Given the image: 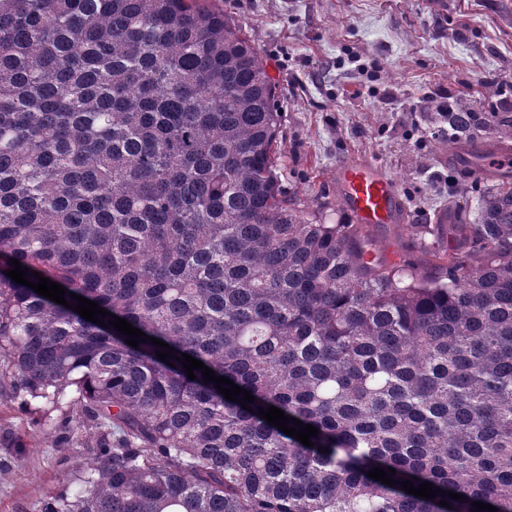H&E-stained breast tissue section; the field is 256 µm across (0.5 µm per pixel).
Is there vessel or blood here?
I'll return each mask as SVG.
<instances>
[{
    "label": "vessel or blood",
    "instance_id": "b4317fda",
    "mask_svg": "<svg viewBox=\"0 0 512 512\" xmlns=\"http://www.w3.org/2000/svg\"><path fill=\"white\" fill-rule=\"evenodd\" d=\"M512 168V154L493 153L470 174L484 177ZM336 189L344 207L357 223L373 229H384L404 221L402 201L391 178L378 166L366 161L347 162L336 170Z\"/></svg>",
    "mask_w": 512,
    "mask_h": 512
}]
</instances>
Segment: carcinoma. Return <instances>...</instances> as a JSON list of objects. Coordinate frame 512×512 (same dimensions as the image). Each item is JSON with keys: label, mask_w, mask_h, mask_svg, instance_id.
Returning <instances> with one entry per match:
<instances>
[{"label": "carcinoma", "mask_w": 512, "mask_h": 512, "mask_svg": "<svg viewBox=\"0 0 512 512\" xmlns=\"http://www.w3.org/2000/svg\"><path fill=\"white\" fill-rule=\"evenodd\" d=\"M275 94L211 0H0V389L73 392L97 433L42 512H512V172L459 180L448 223L416 225L423 250L454 242L422 275L282 192ZM426 108L463 173L477 140L512 143L505 100ZM12 258L150 339L12 281ZM271 405L313 446L261 419Z\"/></svg>", "instance_id": "carcinoma-1"}]
</instances>
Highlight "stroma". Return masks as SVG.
I'll list each match as a JSON object with an SVG mask.
<instances>
[{
  "label": "stroma",
  "instance_id": "1",
  "mask_svg": "<svg viewBox=\"0 0 512 512\" xmlns=\"http://www.w3.org/2000/svg\"><path fill=\"white\" fill-rule=\"evenodd\" d=\"M260 49L277 88L280 179L325 224L353 218L336 169L370 161L393 180L405 221L370 231L387 262L419 273L436 263L412 227L447 214L456 179L448 143L431 135L424 103L439 90L482 101L495 80L512 91V0H214ZM0 392V512H41L93 459L94 430Z\"/></svg>",
  "mask_w": 512,
  "mask_h": 512
}]
</instances>
